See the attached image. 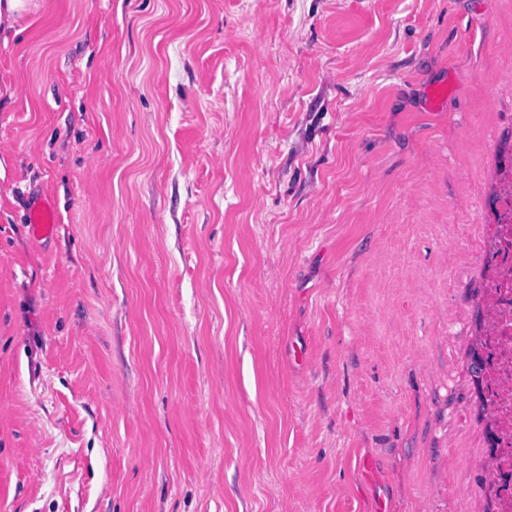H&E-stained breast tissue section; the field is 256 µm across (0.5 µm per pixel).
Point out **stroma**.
<instances>
[{
    "label": "stroma",
    "mask_w": 512,
    "mask_h": 512,
    "mask_svg": "<svg viewBox=\"0 0 512 512\" xmlns=\"http://www.w3.org/2000/svg\"><path fill=\"white\" fill-rule=\"evenodd\" d=\"M36 3L0 40V512H494L512 0ZM485 208L494 225L481 246L487 257L484 290L489 303L483 334L486 400L497 434L490 457L493 474L484 491L494 500L495 512H512V192L504 191L493 207L486 200ZM29 230L35 238H52L57 231L59 217L47 200L34 202L27 212Z\"/></svg>",
    "instance_id": "1"
}]
</instances>
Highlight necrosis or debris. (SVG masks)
Masks as SVG:
<instances>
[{
  "instance_id": "1",
  "label": "necrosis or debris",
  "mask_w": 512,
  "mask_h": 512,
  "mask_svg": "<svg viewBox=\"0 0 512 512\" xmlns=\"http://www.w3.org/2000/svg\"><path fill=\"white\" fill-rule=\"evenodd\" d=\"M489 214L496 225L482 242L489 303L483 341L488 353L487 402L497 434L493 474L485 492L494 500L496 512H512V192L499 195Z\"/></svg>"
}]
</instances>
